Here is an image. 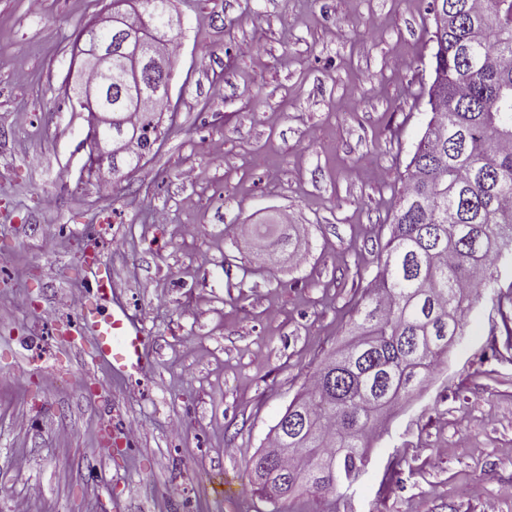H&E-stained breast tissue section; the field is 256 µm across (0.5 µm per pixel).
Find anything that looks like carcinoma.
I'll return each instance as SVG.
<instances>
[{
  "label": "carcinoma",
  "mask_w": 512,
  "mask_h": 512,
  "mask_svg": "<svg viewBox=\"0 0 512 512\" xmlns=\"http://www.w3.org/2000/svg\"><path fill=\"white\" fill-rule=\"evenodd\" d=\"M429 12L431 118L407 166L380 271L355 310L356 336L316 371L275 425L273 447L250 462L257 493L270 501L299 487L338 494L357 483L374 402L422 388L512 246V0H431ZM480 13L488 34L472 44L468 26ZM442 15L452 17L446 27ZM101 99L125 111L138 148L151 152L162 137L151 96L127 106L114 75ZM328 457L338 465L325 474Z\"/></svg>",
  "instance_id": "1"
}]
</instances>
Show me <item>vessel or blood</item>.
Returning <instances> with one entry per match:
<instances>
[{"mask_svg": "<svg viewBox=\"0 0 512 512\" xmlns=\"http://www.w3.org/2000/svg\"><path fill=\"white\" fill-rule=\"evenodd\" d=\"M85 323L95 344L96 361L108 364L117 373L146 368L144 325L123 305L113 306L105 317L88 312Z\"/></svg>", "mask_w": 512, "mask_h": 512, "instance_id": "vessel-or-blood-1", "label": "vessel or blood"}]
</instances>
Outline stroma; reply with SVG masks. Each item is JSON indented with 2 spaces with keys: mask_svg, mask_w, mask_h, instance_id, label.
Returning a JSON list of instances; mask_svg holds the SVG:
<instances>
[{
  "mask_svg": "<svg viewBox=\"0 0 512 512\" xmlns=\"http://www.w3.org/2000/svg\"><path fill=\"white\" fill-rule=\"evenodd\" d=\"M110 3L0 0V512H512L510 253L353 488L270 502L248 472L380 270L430 119L428 0H171L175 113L105 193L67 88ZM282 220L291 247L257 249ZM96 265L144 371L93 359Z\"/></svg>",
  "mask_w": 512,
  "mask_h": 512,
  "instance_id": "1",
  "label": "stroma"
}]
</instances>
